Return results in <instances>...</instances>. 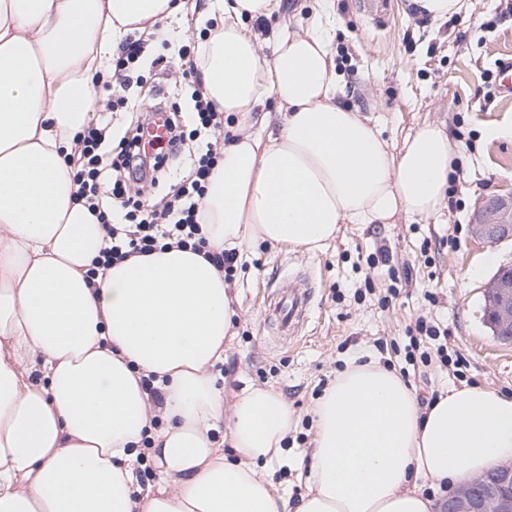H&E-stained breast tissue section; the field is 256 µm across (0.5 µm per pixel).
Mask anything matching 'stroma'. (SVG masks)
<instances>
[{"label": "stroma", "mask_w": 512, "mask_h": 512, "mask_svg": "<svg viewBox=\"0 0 512 512\" xmlns=\"http://www.w3.org/2000/svg\"><path fill=\"white\" fill-rule=\"evenodd\" d=\"M460 14L420 23L408 0H389L380 18L363 0H282L284 15L328 7L343 104L372 117L394 145L426 123L458 141L454 183L431 218L395 224H345L320 252L287 244L251 246L252 265L232 280L241 312L224 352L226 395L249 385L278 390L300 419L288 436L291 459L306 458L311 409L346 360L360 356L405 367L400 348L420 319L448 331L454 369L417 367L406 379L420 397L462 384L512 393V342L494 338L485 322V286L512 262V243L474 237L472 217L489 197L512 191V100L494 93L497 60L512 55V0H462ZM197 17L163 22L130 74L136 104L188 105L180 50L196 45ZM309 279L310 315L296 338L275 335L266 318L271 292L295 274Z\"/></svg>", "instance_id": "35a3bbf8"}]
</instances>
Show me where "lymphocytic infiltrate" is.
Segmentation results:
<instances>
[{"mask_svg": "<svg viewBox=\"0 0 512 512\" xmlns=\"http://www.w3.org/2000/svg\"><path fill=\"white\" fill-rule=\"evenodd\" d=\"M191 101L193 129L185 128L180 106L170 105L169 138L150 149L142 142V127L118 138L94 124L85 128L82 161L74 170V180L89 211L108 226L111 244L104 248L100 266L176 246L191 248L225 275L233 274L234 252L208 250L199 222L202 198L224 149L223 118L201 87H194ZM185 157L191 160L190 170L177 189L157 199L145 194V187L163 185L173 164ZM440 335L439 326L417 321L406 347L407 363L448 364V349L439 344ZM427 339L437 341V348H424Z\"/></svg>", "mask_w": 512, "mask_h": 512, "instance_id": "1", "label": "lymphocytic infiltrate"}]
</instances>
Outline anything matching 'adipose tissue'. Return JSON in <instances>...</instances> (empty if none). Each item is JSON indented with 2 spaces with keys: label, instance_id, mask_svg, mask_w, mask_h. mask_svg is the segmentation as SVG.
Masks as SVG:
<instances>
[{
  "label": "adipose tissue",
  "instance_id": "1",
  "mask_svg": "<svg viewBox=\"0 0 512 512\" xmlns=\"http://www.w3.org/2000/svg\"><path fill=\"white\" fill-rule=\"evenodd\" d=\"M194 9L0 0V512H288L265 466L285 458L295 412L261 386L225 405L216 382L238 314L223 273L176 247L95 267L108 233L69 165L96 109L93 80L111 76L123 36ZM281 9L209 0L197 18L209 29L197 43L202 91L243 128L202 199L210 247L315 252L344 224L438 213L456 141L425 124L396 149L340 103L329 12L308 32L276 31L262 55L251 23ZM270 98L273 120L256 113ZM147 376L164 405L150 404ZM311 415L297 512H436L426 481L458 486L512 459V394L465 385L422 401L372 360L347 362ZM146 436L160 481L143 489Z\"/></svg>",
  "mask_w": 512,
  "mask_h": 512
}]
</instances>
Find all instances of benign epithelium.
<instances>
[{
  "instance_id": "benign-epithelium-1",
  "label": "benign epithelium",
  "mask_w": 512,
  "mask_h": 512,
  "mask_svg": "<svg viewBox=\"0 0 512 512\" xmlns=\"http://www.w3.org/2000/svg\"><path fill=\"white\" fill-rule=\"evenodd\" d=\"M476 237L491 243L512 239V197L490 199L474 218ZM488 323L495 335L512 338V263L500 266L486 289ZM438 512H512V461L458 487Z\"/></svg>"
}]
</instances>
